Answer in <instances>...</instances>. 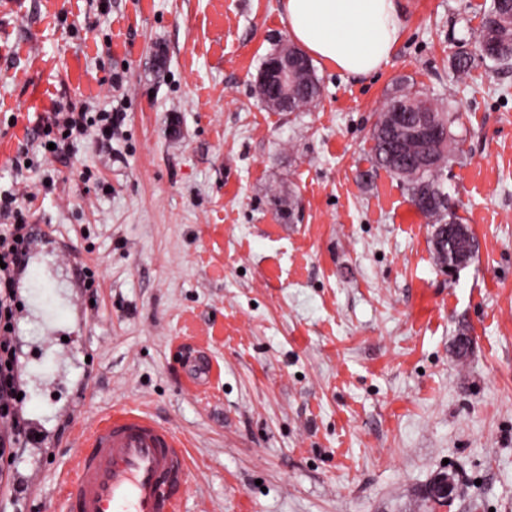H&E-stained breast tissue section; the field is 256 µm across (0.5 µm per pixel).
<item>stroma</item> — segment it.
Listing matches in <instances>:
<instances>
[{"instance_id":"obj_1","label":"stroma","mask_w":512,"mask_h":512,"mask_svg":"<svg viewBox=\"0 0 512 512\" xmlns=\"http://www.w3.org/2000/svg\"><path fill=\"white\" fill-rule=\"evenodd\" d=\"M489 4L401 0L388 62L315 63L319 99L288 113L255 91L281 0H0V194L52 231L12 335L39 437L0 459V512H62L77 433L118 406L184 441L182 512H512V70L482 57ZM406 86L459 115L445 189L478 250L452 274L371 169ZM75 104L125 120L46 151L41 116Z\"/></svg>"}]
</instances>
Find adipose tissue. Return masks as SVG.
<instances>
[{
    "label": "adipose tissue",
    "mask_w": 512,
    "mask_h": 512,
    "mask_svg": "<svg viewBox=\"0 0 512 512\" xmlns=\"http://www.w3.org/2000/svg\"><path fill=\"white\" fill-rule=\"evenodd\" d=\"M282 9L295 42L350 75L379 71L401 37L399 0H283Z\"/></svg>",
    "instance_id": "ef3b65f1"
}]
</instances>
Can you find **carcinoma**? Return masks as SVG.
Returning <instances> with one entry per match:
<instances>
[{"label":"carcinoma","instance_id":"obj_1","mask_svg":"<svg viewBox=\"0 0 512 512\" xmlns=\"http://www.w3.org/2000/svg\"><path fill=\"white\" fill-rule=\"evenodd\" d=\"M479 40H490L495 44V52L487 55L494 65L502 69H512V0H491L484 16L479 33ZM321 87L315 75V70L309 71L308 82L294 95L289 111L300 112L311 106L320 96ZM423 95L416 91H402L389 98L382 112H388L397 105L406 109L419 103ZM426 111L433 114L443 125L450 127L457 120V113L451 108H445L431 100L424 101ZM382 121H377L371 135L373 141L372 161L381 168L401 179L411 195L412 203L419 212L434 225L435 231L432 243L437 262L442 266L448 265V244L442 237L448 227L463 226L461 218L455 209L448 193L444 190V172L448 168V155L454 150V135L430 148L434 157L429 167L420 171L414 169L409 160L414 152V145L409 144L397 158H391L386 149V135L380 129ZM477 242L474 236L458 237L455 248L460 261L472 259Z\"/></svg>","mask_w":512,"mask_h":512}]
</instances>
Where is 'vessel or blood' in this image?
Wrapping results in <instances>:
<instances>
[{
  "mask_svg": "<svg viewBox=\"0 0 512 512\" xmlns=\"http://www.w3.org/2000/svg\"><path fill=\"white\" fill-rule=\"evenodd\" d=\"M65 512H181L190 489L185 445L136 408L102 415L77 438Z\"/></svg>",
  "mask_w": 512,
  "mask_h": 512,
  "instance_id": "b4317fda",
  "label": "vessel or blood"
}]
</instances>
